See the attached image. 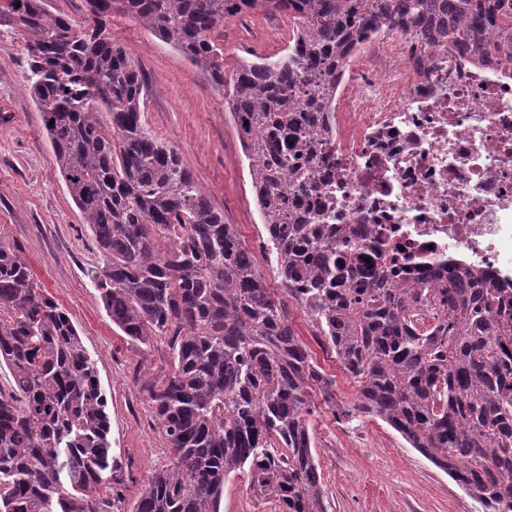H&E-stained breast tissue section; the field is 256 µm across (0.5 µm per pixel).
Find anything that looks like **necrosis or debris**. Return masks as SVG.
Returning <instances> with one entry per match:
<instances>
[{
	"label": "necrosis or debris",
	"mask_w": 512,
	"mask_h": 512,
	"mask_svg": "<svg viewBox=\"0 0 512 512\" xmlns=\"http://www.w3.org/2000/svg\"><path fill=\"white\" fill-rule=\"evenodd\" d=\"M369 69L340 81L316 152L313 207L412 276L448 262L512 282V74L466 45L380 30L355 51Z\"/></svg>",
	"instance_id": "1"
}]
</instances>
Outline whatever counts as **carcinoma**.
<instances>
[{
  "instance_id": "obj_1",
  "label": "carcinoma",
  "mask_w": 512,
  "mask_h": 512,
  "mask_svg": "<svg viewBox=\"0 0 512 512\" xmlns=\"http://www.w3.org/2000/svg\"><path fill=\"white\" fill-rule=\"evenodd\" d=\"M82 21L45 0H0L24 35L30 92L67 191L106 257L97 287L131 344L167 339L171 363L146 382L168 461L133 512H220L245 473L277 512H328L310 416L378 418L481 507L512 512V301L489 276L448 264V285L398 287L380 255L371 282L336 259L334 224L308 198L313 145L329 132L333 88L369 32L414 29L465 41L475 60L512 57L505 0H85ZM261 9L302 19L278 56L224 76L228 16ZM134 20L229 89L282 291L357 385L336 403L289 307L266 288L234 225L198 188L178 149L142 119L145 78L99 26ZM90 98L94 105L86 104ZM296 182L290 197L286 182ZM424 304L437 316L422 332ZM0 512H112L121 468L107 398L77 328L0 241Z\"/></svg>"
}]
</instances>
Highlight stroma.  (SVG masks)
Returning a JSON list of instances; mask_svg holds the SVG:
<instances>
[{"label":"stroma","mask_w":512,"mask_h":512,"mask_svg":"<svg viewBox=\"0 0 512 512\" xmlns=\"http://www.w3.org/2000/svg\"><path fill=\"white\" fill-rule=\"evenodd\" d=\"M299 27L283 12L257 10L245 23L224 21V70L250 55L275 56ZM112 35L138 62L147 81L144 120L174 145L211 202L224 212L256 258L268 288L280 291L275 263L261 248L264 235L240 130L207 72L141 24L113 16ZM27 45L0 19V240L30 266L45 295L73 319L95 360L111 421L112 453L122 466L124 502L130 512L149 477L166 461L145 381L170 363L165 339L149 348L128 342L107 316L94 276L104 256L52 161L41 114L29 94ZM292 321L310 351L336 381V400L356 401V386L330 350L312 336L304 314ZM315 452L329 512H480L479 506L384 422L368 416L347 422L320 410L312 417ZM220 512H274L256 499L246 474L224 485Z\"/></svg>","instance_id":"35a3bbf8"}]
</instances>
